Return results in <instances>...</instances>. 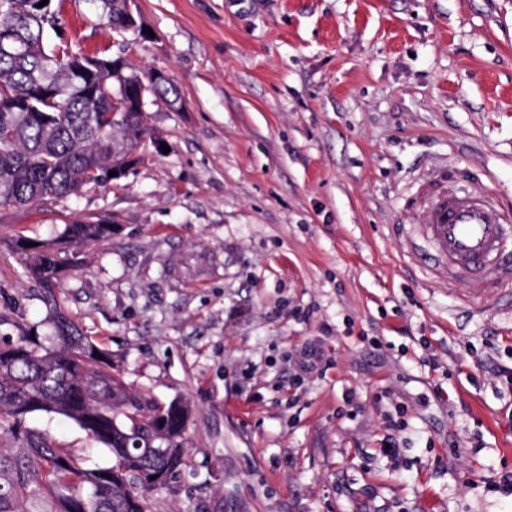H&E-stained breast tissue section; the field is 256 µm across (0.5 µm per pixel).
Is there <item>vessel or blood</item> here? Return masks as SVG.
Instances as JSON below:
<instances>
[{
  "instance_id": "vessel-or-blood-1",
  "label": "vessel or blood",
  "mask_w": 512,
  "mask_h": 512,
  "mask_svg": "<svg viewBox=\"0 0 512 512\" xmlns=\"http://www.w3.org/2000/svg\"><path fill=\"white\" fill-rule=\"evenodd\" d=\"M415 204L407 253L433 268L438 284L477 280L490 291L512 293V201L489 188H457L442 160L418 178Z\"/></svg>"
}]
</instances>
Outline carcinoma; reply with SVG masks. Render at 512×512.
Masks as SVG:
<instances>
[{"instance_id":"cac0c4a2","label":"carcinoma","mask_w":512,"mask_h":512,"mask_svg":"<svg viewBox=\"0 0 512 512\" xmlns=\"http://www.w3.org/2000/svg\"><path fill=\"white\" fill-rule=\"evenodd\" d=\"M98 18L119 33L128 30L125 0H88ZM36 0H0V206L76 194L84 187L127 175L149 134L140 99L181 100L172 80L125 67L103 87L98 75L115 57L89 56L92 75L73 69L74 54L58 37ZM112 235V225L73 221L61 237L26 253L38 284L34 298L51 314L53 340L44 343L13 317L6 304L0 327V512H148L156 490L147 476L174 479L185 465L184 433L191 411L179 402L162 407L128 391L112 373V353L82 334L61 309L56 286L66 270L59 250L71 251ZM99 357H94V354ZM35 415H61L85 433L80 447L57 443L29 425ZM105 448L106 467L91 466Z\"/></svg>"}]
</instances>
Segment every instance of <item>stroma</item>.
I'll return each mask as SVG.
<instances>
[{
    "label": "stroma",
    "instance_id": "stroma-1",
    "mask_svg": "<svg viewBox=\"0 0 512 512\" xmlns=\"http://www.w3.org/2000/svg\"><path fill=\"white\" fill-rule=\"evenodd\" d=\"M135 4L128 62L182 106L149 101L119 183L0 207V293L49 335L13 239L112 224L60 297L133 391L191 409L152 512H512V301L463 306L479 282L432 285L394 231L442 157L512 195V0ZM58 9L73 51L116 52L88 0Z\"/></svg>",
    "mask_w": 512,
    "mask_h": 512
}]
</instances>
